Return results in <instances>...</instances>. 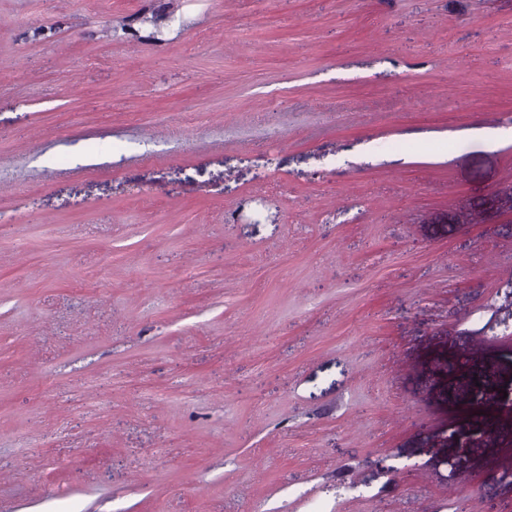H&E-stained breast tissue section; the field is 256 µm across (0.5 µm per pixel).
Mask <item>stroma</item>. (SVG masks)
Returning a JSON list of instances; mask_svg holds the SVG:
<instances>
[{"instance_id": "1", "label": "stroma", "mask_w": 512, "mask_h": 512, "mask_svg": "<svg viewBox=\"0 0 512 512\" xmlns=\"http://www.w3.org/2000/svg\"><path fill=\"white\" fill-rule=\"evenodd\" d=\"M511 128L512 0H0V512H512Z\"/></svg>"}]
</instances>
